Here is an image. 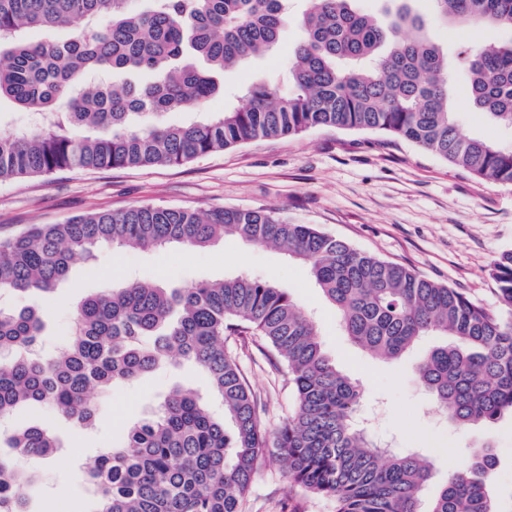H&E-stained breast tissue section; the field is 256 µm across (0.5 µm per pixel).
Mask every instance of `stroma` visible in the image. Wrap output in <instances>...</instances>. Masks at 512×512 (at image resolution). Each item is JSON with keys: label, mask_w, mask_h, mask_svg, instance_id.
<instances>
[{"label": "stroma", "mask_w": 512, "mask_h": 512, "mask_svg": "<svg viewBox=\"0 0 512 512\" xmlns=\"http://www.w3.org/2000/svg\"><path fill=\"white\" fill-rule=\"evenodd\" d=\"M431 35L452 56L461 44L474 40L512 39L511 31L493 26H435ZM299 37V29L289 26L273 51L227 72L223 93L210 100L207 111L220 112L238 102L244 87L262 76L277 79L282 90H289L288 65ZM451 93L464 134L512 148L511 131L468 105L465 79H457ZM140 204L201 212L224 207L272 209L289 220L317 225L355 249L410 267L487 307L497 303L490 263L499 252L512 249V185L474 177L381 132L329 128L253 140L179 166L72 169L0 182V238L33 224H61L77 215ZM240 271L287 289L312 316L329 360L362 388L358 419L374 439L432 462L433 477L424 497H431L449 470L460 465L461 450L489 438L498 458L492 492L504 512H512V419L503 418L488 429H458L436 411L417 378L418 362L441 344V337L422 338L396 360L373 357L343 336L334 306L324 299L307 266L290 260L280 249L235 239L192 253L177 246L164 250L107 246L94 257L76 260L53 293L8 295L0 303L10 309L46 310L40 350L47 356L65 346L79 302L111 288L113 281L181 285L221 280ZM226 346L258 400L263 427L276 429L293 408L287 365L255 336L237 337ZM176 385L197 390L210 412L223 417L220 397L184 360L98 395L95 423L85 431H74L52 408H16L10 427L48 422L56 427L60 441L50 459L28 463L37 477L28 512H96L98 498L86 461L122 444L127 427L154 414ZM283 500L293 501L297 512H335L332 501L289 486L282 463L262 461L241 512H279Z\"/></svg>", "instance_id": "stroma-1"}]
</instances>
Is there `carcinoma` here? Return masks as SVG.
Listing matches in <instances>:
<instances>
[{
    "label": "carcinoma",
    "mask_w": 512,
    "mask_h": 512,
    "mask_svg": "<svg viewBox=\"0 0 512 512\" xmlns=\"http://www.w3.org/2000/svg\"><path fill=\"white\" fill-rule=\"evenodd\" d=\"M352 0H308L288 70L293 89L259 79L243 102L208 121L168 125L166 112L200 110L224 89V72L276 47L294 19L288 0H0V100L42 116L0 133V182L65 169L175 166L257 138L317 127L376 130L431 151L482 179L512 184V150L464 135L451 101L448 56L424 19L400 0L364 14ZM435 17L461 27L512 30V0H432ZM112 15L99 27L95 19ZM83 27L61 40L52 32ZM28 29L47 36L32 42ZM470 105L512 129V42L460 52ZM150 73L146 82L90 84V74ZM239 239L278 247L305 263L355 343L395 359L424 336L447 342L418 363L423 388L458 428L512 415V249L491 261L497 305L358 251L313 224L273 211L133 205L63 224H34L0 240V293H50L72 261L103 245L185 250ZM46 314L0 309V419L27 403L52 406L78 428L96 418L94 393L157 371L173 357L195 362L224 402L216 419L202 397L175 388L159 411L130 427L89 470L97 512H241L258 465L285 462L288 484L328 498L336 512H420L432 464L375 441L356 424L359 385L325 355L313 321L287 289L240 273L220 282L165 288L126 280L75 309L66 347L36 349ZM250 333L288 366L294 410L274 432L234 355L231 336ZM0 512H26L36 478L26 468L58 442L40 422L3 433ZM492 441L472 448L426 512H501L491 492Z\"/></svg>",
    "instance_id": "obj_1"
}]
</instances>
